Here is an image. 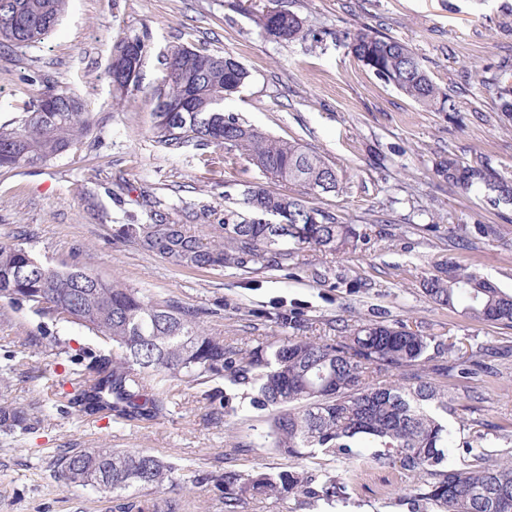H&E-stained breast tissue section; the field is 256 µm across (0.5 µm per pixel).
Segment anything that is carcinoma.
Segmentation results:
<instances>
[{
	"label": "carcinoma",
	"instance_id": "cac0c4a2",
	"mask_svg": "<svg viewBox=\"0 0 512 512\" xmlns=\"http://www.w3.org/2000/svg\"><path fill=\"white\" fill-rule=\"evenodd\" d=\"M67 0H0V44L15 49L43 43L57 30ZM265 34L292 41L303 33L295 14L269 8L262 14ZM136 44L143 64L147 36L121 39L118 52ZM352 53L378 79L427 108L457 111L456 104L427 75L407 44L361 29L353 35ZM233 57L180 45L167 54L166 86L157 97L178 101L191 95L185 79L198 82L191 112L155 108L152 134L165 147L193 143L225 150L205 163L221 167L238 151L283 185L302 188L298 194L252 187L244 191L246 219L235 209L214 219L210 211H188L176 222L153 209L149 224H115L112 241L155 255L177 270L236 268L287 269L299 264L306 251L324 255L357 249L361 233L337 215L316 207L313 200L342 189L336 168L323 156L294 141L265 135L224 114V96L242 88L249 71L229 67ZM107 77L115 97L138 87L125 85L116 70ZM498 110L512 112V79L495 86ZM93 126L86 105L54 88L40 94L33 109L17 123L0 124V169L15 170L46 164L73 148ZM436 173L465 190L506 194L512 185L482 164H465L450 154ZM273 216L268 224L256 217ZM436 305L464 306L471 318L512 327V292L469 272L452 260L436 265L422 282ZM0 301L26 305L77 325L98 338L106 354H94L77 373L76 393L68 400L83 417L104 410L127 421L154 422L169 411L170 395L163 386L201 385L222 379L242 388L251 405L268 410L263 445L288 458L322 460L360 456L376 448L375 460L388 462L417 477L415 497L437 512H512V456L494 458L468 446L455 461L448 429L453 412L448 394L423 376L431 360L432 338L402 322L359 324L334 339L287 335L253 348L227 344L206 331L203 313L171 297H156L118 280L106 281L77 266L56 268L20 243L0 242ZM283 331L300 329L298 317L286 309L274 316ZM219 403L216 422L234 414L232 395H207ZM28 412L0 406V429L27 420ZM61 479L68 485L95 486L116 497L141 495L164 486L176 487L188 477L163 458L140 451L92 448L65 457ZM216 488L226 512L243 499L286 498L304 491L302 474L226 472ZM336 478L324 474L314 497L336 502Z\"/></svg>",
	"mask_w": 512,
	"mask_h": 512
}]
</instances>
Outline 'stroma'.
<instances>
[{"label":"stroma","mask_w":512,"mask_h":512,"mask_svg":"<svg viewBox=\"0 0 512 512\" xmlns=\"http://www.w3.org/2000/svg\"><path fill=\"white\" fill-rule=\"evenodd\" d=\"M275 2L304 20L303 37L279 42L264 33L259 19ZM362 28L408 44L456 111L422 107L375 77L349 47ZM143 33L150 52L139 88L115 99L106 79L113 46ZM179 44L230 55L248 69L246 85L226 96L225 114L296 140L335 165L342 191L315 204L367 232L355 251L313 255L288 271H177L113 244L112 225L149 222L142 194L176 219L186 210L223 211L246 186L271 183L244 155L210 168L193 145L155 142V93L166 77L165 57ZM506 68L512 70V0H68L48 44L0 59V123L21 119L44 88L55 87L80 97L96 127L56 160L0 172V241L24 243L52 266L77 263L202 309L208 332L238 346L279 339L268 318L278 304L299 315L303 336L398 321L452 339L472 354L470 372L452 368L431 380L456 406L448 417L454 444L510 456L512 328L441 308L421 286L451 258L512 291V203L463 192L436 174L452 153L512 180V115L499 112L489 92ZM123 181L128 191L115 193ZM91 196L100 214L88 210ZM479 224L493 225L496 236L478 234ZM102 349L75 325L0 301V406L30 414L26 427L0 432V512H120L112 495L59 478L61 456L85 448L144 449L190 469L200 481L173 491L177 512H224L215 483L229 469L314 472L310 460L264 447L266 412L249 400L234 399L237 414L214 423L204 394L223 389L220 380L179 386L156 422L78 416L68 404L72 374ZM373 454L366 448L360 458L328 464L348 485L336 512H418L414 477Z\"/></svg>","instance_id":"stroma-1"}]
</instances>
